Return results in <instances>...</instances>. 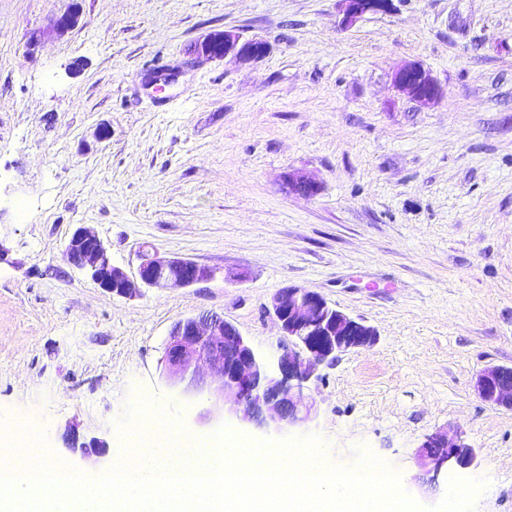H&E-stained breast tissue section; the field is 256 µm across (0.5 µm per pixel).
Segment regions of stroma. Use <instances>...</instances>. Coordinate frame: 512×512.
<instances>
[{"label": "stroma", "mask_w": 512, "mask_h": 512, "mask_svg": "<svg viewBox=\"0 0 512 512\" xmlns=\"http://www.w3.org/2000/svg\"><path fill=\"white\" fill-rule=\"evenodd\" d=\"M71 1L0 0V434L106 469L147 398L201 438L316 436L332 463L367 449L423 506L455 476L485 481L473 512H512V410L474 388L512 367V0H393L347 29L337 0H75L78 26L54 31ZM222 30L269 51L188 56ZM413 61L436 104L394 88ZM81 226L128 275L148 246L218 276L117 297L66 261ZM287 286L378 335L311 379L312 419L277 433L177 397L173 325L218 312L276 361L266 306ZM438 431L478 467L432 476L419 447ZM94 440L105 455L83 453Z\"/></svg>", "instance_id": "obj_1"}]
</instances>
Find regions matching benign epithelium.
I'll return each instance as SVG.
<instances>
[{"instance_id": "1", "label": "benign epithelium", "mask_w": 512, "mask_h": 512, "mask_svg": "<svg viewBox=\"0 0 512 512\" xmlns=\"http://www.w3.org/2000/svg\"><path fill=\"white\" fill-rule=\"evenodd\" d=\"M341 26L349 28L370 14L387 12L392 0H339ZM80 11L72 4L53 22L65 32L79 24ZM268 52V44L259 39L241 40L232 31H212L188 48L191 56L211 59L230 54L246 61H257ZM393 84L411 94L423 106L436 103L441 88L419 62L402 65L392 76ZM288 191L305 196L319 193L315 180L288 173L284 177ZM66 257L76 268L90 276L103 290L123 298H133L150 288H188L213 279L216 272L206 266L178 257L143 252L137 275L129 276L114 265L109 249L95 233L77 229L66 246ZM283 333L277 366L271 367L253 349L234 325L216 312H202L177 321L172 327L163 359L164 372L175 392L189 401L200 390V368L206 365L215 378L213 395L230 400L228 412L243 413L277 432L311 419L312 408L304 403L308 382L323 366L330 367L340 355L376 344L373 327L356 320L329 303L323 296L290 286L276 292L267 308ZM479 397L494 407L512 410V367H493L482 371L475 381ZM442 448L445 455L433 454ZM420 456L433 465V478L455 461L461 468L476 463V449L448 433L429 436L421 445Z\"/></svg>"}]
</instances>
